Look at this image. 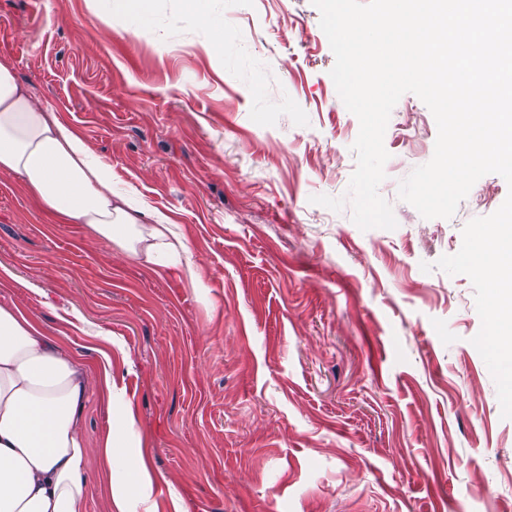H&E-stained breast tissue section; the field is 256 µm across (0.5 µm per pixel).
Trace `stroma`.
<instances>
[{"label": "stroma", "instance_id": "stroma-1", "mask_svg": "<svg viewBox=\"0 0 512 512\" xmlns=\"http://www.w3.org/2000/svg\"><path fill=\"white\" fill-rule=\"evenodd\" d=\"M182 0L135 17L105 0H0V62L164 212L201 289L58 224L0 172V304L89 368L116 341L159 512H512V419L472 338L474 288L435 264L508 187L481 177L452 218L399 183L433 156L414 94L395 105L361 231L345 196L359 121L340 99L311 0ZM223 35L221 53L212 42Z\"/></svg>", "mask_w": 512, "mask_h": 512}]
</instances>
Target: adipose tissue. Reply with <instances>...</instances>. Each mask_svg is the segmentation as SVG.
<instances>
[{"instance_id": "obj_1", "label": "adipose tissue", "mask_w": 512, "mask_h": 512, "mask_svg": "<svg viewBox=\"0 0 512 512\" xmlns=\"http://www.w3.org/2000/svg\"><path fill=\"white\" fill-rule=\"evenodd\" d=\"M0 172L60 224L87 225L94 238L141 264L177 272L191 250L170 218L112 189V167L45 108L13 68L0 62ZM109 430L100 454L119 472L133 449L131 404L114 389L112 357L101 355L99 382ZM80 357L66 351L20 309L0 305V512H87L92 452L81 415L93 384ZM148 466L119 480L110 495L117 512L152 501Z\"/></svg>"}]
</instances>
